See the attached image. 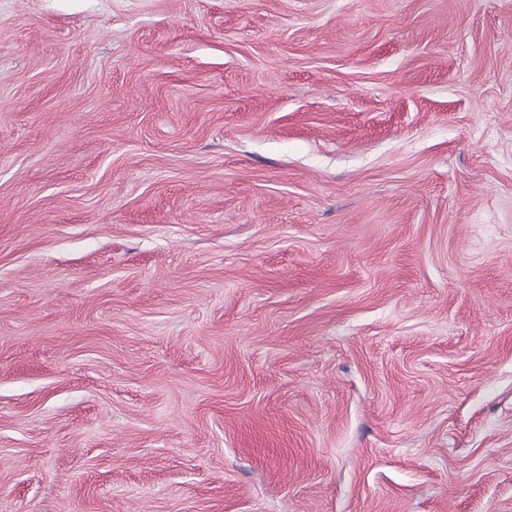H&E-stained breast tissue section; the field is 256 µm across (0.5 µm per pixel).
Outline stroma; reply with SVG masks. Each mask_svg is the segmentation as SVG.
I'll use <instances>...</instances> for the list:
<instances>
[{
  "label": "stroma",
  "mask_w": 512,
  "mask_h": 512,
  "mask_svg": "<svg viewBox=\"0 0 512 512\" xmlns=\"http://www.w3.org/2000/svg\"><path fill=\"white\" fill-rule=\"evenodd\" d=\"M0 512H512V0H0Z\"/></svg>",
  "instance_id": "obj_1"
}]
</instances>
